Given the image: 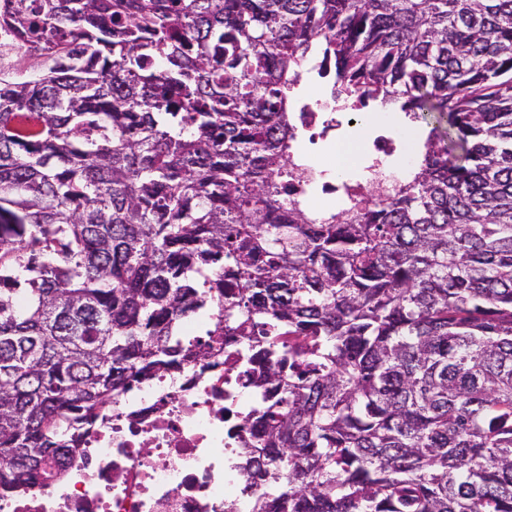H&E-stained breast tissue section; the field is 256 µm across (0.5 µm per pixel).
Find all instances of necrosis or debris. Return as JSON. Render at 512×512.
Listing matches in <instances>:
<instances>
[{
	"instance_id": "4bbe7bcc",
	"label": "necrosis or debris",
	"mask_w": 512,
	"mask_h": 512,
	"mask_svg": "<svg viewBox=\"0 0 512 512\" xmlns=\"http://www.w3.org/2000/svg\"><path fill=\"white\" fill-rule=\"evenodd\" d=\"M290 117L314 141L336 140L343 127L332 99L301 101ZM293 155L304 178L292 198L326 214L350 204L356 181L337 178L322 156L305 159L301 147ZM240 348L237 337H225L208 361L114 398L66 480L0 499V512H251L260 489L230 458L242 444L239 423L265 392L251 385Z\"/></svg>"
}]
</instances>
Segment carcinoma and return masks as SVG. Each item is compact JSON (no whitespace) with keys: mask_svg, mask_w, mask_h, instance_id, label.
Wrapping results in <instances>:
<instances>
[{"mask_svg":"<svg viewBox=\"0 0 512 512\" xmlns=\"http://www.w3.org/2000/svg\"><path fill=\"white\" fill-rule=\"evenodd\" d=\"M0 498L60 482L112 398L224 310L274 398L253 512H512V0H0ZM427 136L311 216L288 91ZM218 318V311H212L204 314L197 315L185 321L183 326V333L186 339H202L204 336L196 335L197 333H205L206 330L212 329L214 322Z\"/></svg>","mask_w":512,"mask_h":512,"instance_id":"obj_1","label":"carcinoma"}]
</instances>
